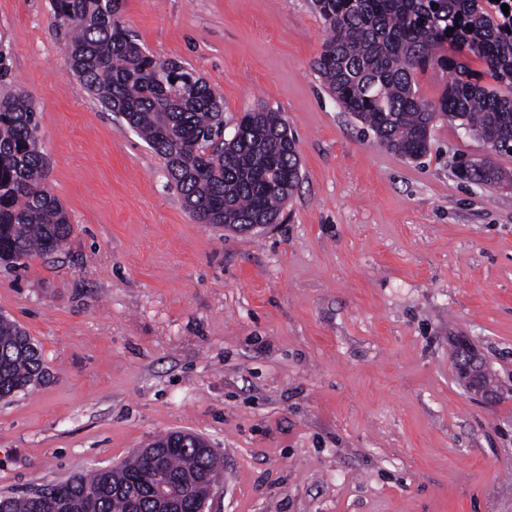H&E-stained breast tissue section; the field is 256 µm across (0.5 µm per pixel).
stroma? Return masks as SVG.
<instances>
[{
  "instance_id": "1",
  "label": "stroma",
  "mask_w": 512,
  "mask_h": 512,
  "mask_svg": "<svg viewBox=\"0 0 512 512\" xmlns=\"http://www.w3.org/2000/svg\"><path fill=\"white\" fill-rule=\"evenodd\" d=\"M122 22L224 101L297 138L302 180L260 233L203 224L68 64L52 0H0V91L40 114L67 246L0 267L43 376L0 400V495L113 466L156 436L223 460L209 512H512V186L455 176L482 142L379 146L313 68L311 0H124ZM469 337L507 388L459 382Z\"/></svg>"
}]
</instances>
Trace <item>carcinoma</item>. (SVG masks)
I'll list each match as a JSON object with an SVG mask.
<instances>
[{"instance_id":"obj_1","label":"carcinoma","mask_w":512,"mask_h":512,"mask_svg":"<svg viewBox=\"0 0 512 512\" xmlns=\"http://www.w3.org/2000/svg\"><path fill=\"white\" fill-rule=\"evenodd\" d=\"M328 31L313 67L342 106L378 144L406 160L431 147L440 122L496 145L481 160L460 157L457 175L479 184L508 179L495 157L512 155V0H312ZM509 6L504 14L502 5ZM55 18L70 36L72 72L106 110L122 115L163 162L170 188L203 224L242 231L276 224L301 181L295 137L278 112L259 109L224 135V102L181 63L160 59L121 21L122 0H53ZM454 32L446 34L447 29ZM452 51L454 56L446 55ZM480 59L504 90L471 81L466 59ZM438 65L456 72L435 102L419 94L416 74ZM39 115L21 90L0 95V264L21 266L32 255L59 251L73 224L45 184L49 160L39 138ZM45 369L41 348L15 320L0 314V400L31 386ZM154 439L174 488L198 490L196 479L217 461L199 439L172 448ZM137 451L108 469L73 476L50 504L31 494L0 497V512H158Z\"/></svg>"}]
</instances>
